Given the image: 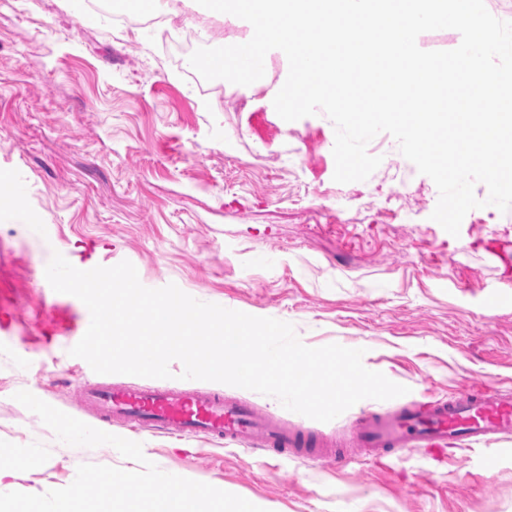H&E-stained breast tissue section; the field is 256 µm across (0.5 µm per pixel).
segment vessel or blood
Listing matches in <instances>:
<instances>
[{"label":"vessel or blood","mask_w":512,"mask_h":512,"mask_svg":"<svg viewBox=\"0 0 512 512\" xmlns=\"http://www.w3.org/2000/svg\"><path fill=\"white\" fill-rule=\"evenodd\" d=\"M82 407L104 430L114 422L180 436L203 435L227 443L289 453L322 452L319 439L223 394L168 386L87 385L79 391ZM512 436V391L475 379L446 399L422 397L384 412H364L353 423V445L382 461L398 449L416 448L445 458L449 448L498 442Z\"/></svg>","instance_id":"obj_1"}]
</instances>
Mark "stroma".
Here are the masks:
<instances>
[{"mask_svg": "<svg viewBox=\"0 0 512 512\" xmlns=\"http://www.w3.org/2000/svg\"><path fill=\"white\" fill-rule=\"evenodd\" d=\"M334 143L324 113L284 122L270 88L201 95L151 28L79 18L72 0L0 4V173L27 200L21 215L0 191V439L51 452L19 474L21 489L66 487L83 463L141 468L107 445H64L13 398L25 389L79 419L83 384L151 383L71 356L90 313L44 279L56 251L105 267L127 260L146 287L173 283L202 302L281 318L309 347L364 348L365 367L412 400L452 396L476 378L512 388V211L471 210L452 236L431 218L434 182L394 137L377 135L367 151L380 166L347 184L333 179ZM257 254L271 263H254ZM218 389L327 438L395 405L365 399L323 423L270 396ZM112 432L142 443L162 471L265 512H512V438L444 463L409 451L380 465Z\"/></svg>", "mask_w": 512, "mask_h": 512, "instance_id": "obj_1", "label": "stroma"}]
</instances>
